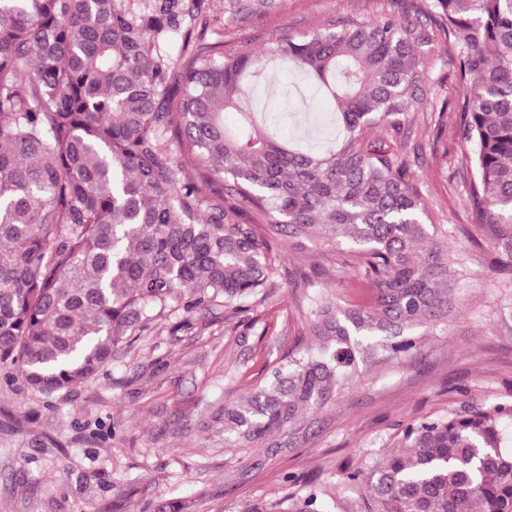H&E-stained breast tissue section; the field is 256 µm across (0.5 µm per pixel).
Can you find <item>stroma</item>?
<instances>
[{
    "label": "stroma",
    "instance_id": "1",
    "mask_svg": "<svg viewBox=\"0 0 512 512\" xmlns=\"http://www.w3.org/2000/svg\"><path fill=\"white\" fill-rule=\"evenodd\" d=\"M390 0H275L274 7L239 11L229 0H177L182 26L207 41L255 44L298 35L323 22L373 19ZM197 11L199 25L188 13ZM433 126L415 118V140L426 150L413 166L440 223L461 225L449 250L469 248L474 266L481 237L454 178L461 153L429 157ZM306 288L277 289L257 307L253 325L196 311L187 328L177 315L161 317L89 384L52 394L26 388L22 376L0 378V512H154L157 502L187 498L194 512H248L256 503L279 512L318 488L327 512H365L362 488L345 472L390 453L404 423L457 411L476 402L512 404V279L486 270L454 291L444 336L427 337L400 363L369 368L364 379L317 414L306 436L276 457L224 442L212 419L217 400L239 397L266 364L294 342L305 314ZM294 482H284L285 474Z\"/></svg>",
    "mask_w": 512,
    "mask_h": 512
}]
</instances>
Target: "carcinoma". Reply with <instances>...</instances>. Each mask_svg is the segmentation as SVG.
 I'll list each match as a JSON object with an SVG mask.
<instances>
[{
	"label": "carcinoma",
	"mask_w": 512,
	"mask_h": 512,
	"mask_svg": "<svg viewBox=\"0 0 512 512\" xmlns=\"http://www.w3.org/2000/svg\"><path fill=\"white\" fill-rule=\"evenodd\" d=\"M425 6L433 28L383 11L261 50L188 30L173 58L162 11L0 0V368L17 367L33 391L73 389L165 311L222 308L243 323L279 287L281 240L296 259L288 283L313 288V341L215 407L233 447L279 451L367 365L447 333L452 289L471 269L448 253L454 225L436 222L413 180L412 126L428 114L436 146L447 129V101L429 95L441 32L466 82L455 174L492 265L512 274V0ZM276 61L315 83L304 112L336 122L340 138L322 149L283 138L279 119L255 109L256 83L275 91ZM187 164L197 179H184ZM318 245L341 264L305 271ZM322 276L363 289L365 302L315 288ZM509 423L512 405L477 403L414 419L395 451L346 480L364 486L366 512H512ZM288 512L324 510L311 492Z\"/></svg>",
	"instance_id": "cac0c4a2"
}]
</instances>
